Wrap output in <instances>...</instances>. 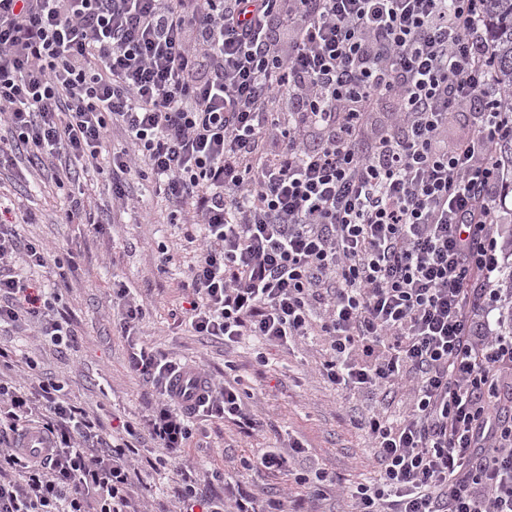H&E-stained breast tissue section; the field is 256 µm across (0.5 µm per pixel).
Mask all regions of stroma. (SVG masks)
I'll list each match as a JSON object with an SVG mask.
<instances>
[{"label": "stroma", "mask_w": 512, "mask_h": 512, "mask_svg": "<svg viewBox=\"0 0 512 512\" xmlns=\"http://www.w3.org/2000/svg\"><path fill=\"white\" fill-rule=\"evenodd\" d=\"M27 167L21 157L0 170V192L6 200L38 215L37 223L18 225V233L42 243L50 258L46 266L27 267L23 273L37 287L58 294L56 308L77 341L59 351L48 345L36 348L29 336L0 335V345L34 350L41 371L65 379L71 400L98 419L104 434H111L113 416L135 419L148 414L155 398L128 372L127 343L112 326L110 288L113 279H121L149 307L141 324L142 341L199 368L215 382L240 381L251 392L248 405L261 422L260 430L252 433L230 420L198 422L187 452L161 472L152 467L160 449L150 440L140 441L136 490L146 491L166 512H176L170 490L182 476L192 475L205 479L207 492L215 498L223 497L229 481L281 500L286 512H345L349 491L370 482L376 470L368 442L354 423L382 402L393 412L404 409L405 392L395 390L389 400L377 392L345 396L320 371L327 357L320 336L266 348L267 362L260 365L252 339L231 346L194 334L177 314L196 254L185 241V225L170 223L166 202L153 196L143 210L112 208L108 173L87 175L80 164L71 163L74 178L61 189L51 178L55 161L32 173ZM68 190L84 191L88 210L103 213L107 226L102 232L85 224L60 223L59 203ZM163 252L170 258L164 267L159 264ZM65 258L73 264L58 272L55 262ZM294 439L304 446L292 459L294 472L310 476L322 468L337 477L318 496H309L303 485L282 474H256L241 466L242 457L274 446L287 449Z\"/></svg>", "instance_id": "obj_1"}]
</instances>
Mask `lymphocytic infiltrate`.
Instances as JSON below:
<instances>
[{
  "instance_id": "f902f5d3",
  "label": "lymphocytic infiltrate",
  "mask_w": 512,
  "mask_h": 512,
  "mask_svg": "<svg viewBox=\"0 0 512 512\" xmlns=\"http://www.w3.org/2000/svg\"><path fill=\"white\" fill-rule=\"evenodd\" d=\"M483 0H0V166L64 154L97 170L113 127L112 198L134 156L175 211L192 206L199 253L183 317L203 336L287 346L325 310L323 364L338 390L410 381L403 416L357 421L378 475L352 512H512V330L494 226L512 171ZM389 110L379 130L375 112ZM465 116L467 136L449 141ZM0 210V331L68 321L14 264L44 248ZM128 368L151 414L102 436L63 380L24 359L0 378V512H136L130 454L149 438L179 458L200 417L259 421L245 393L210 384L198 406L171 392L183 364L137 343L146 309L112 284ZM34 430L46 452L21 448Z\"/></svg>"
}]
</instances>
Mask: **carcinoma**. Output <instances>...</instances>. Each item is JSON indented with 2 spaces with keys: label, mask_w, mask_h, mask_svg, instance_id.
I'll list each match as a JSON object with an SVG mask.
<instances>
[{
  "label": "carcinoma",
  "mask_w": 512,
  "mask_h": 512,
  "mask_svg": "<svg viewBox=\"0 0 512 512\" xmlns=\"http://www.w3.org/2000/svg\"><path fill=\"white\" fill-rule=\"evenodd\" d=\"M484 24L496 60L494 76L501 110L512 113V0H486Z\"/></svg>",
  "instance_id": "obj_1"
}]
</instances>
